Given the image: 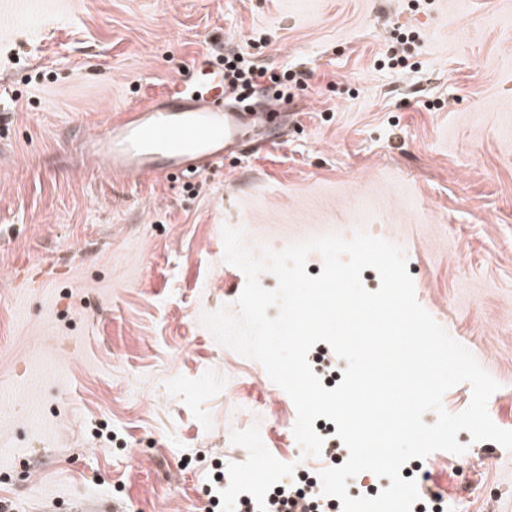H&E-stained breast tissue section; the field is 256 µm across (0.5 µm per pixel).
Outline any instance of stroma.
<instances>
[{"label":"stroma","mask_w":512,"mask_h":512,"mask_svg":"<svg viewBox=\"0 0 512 512\" xmlns=\"http://www.w3.org/2000/svg\"><path fill=\"white\" fill-rule=\"evenodd\" d=\"M0 11V499L12 512H223L322 462L257 361L203 314L253 253L358 224L401 247L418 302L499 384L512 430V0H66ZM412 35L405 68L381 60ZM240 46L298 76L269 150L183 181L112 182L79 129ZM414 459L446 512H512V451Z\"/></svg>","instance_id":"obj_1"}]
</instances>
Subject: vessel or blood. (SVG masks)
Listing matches in <instances>:
<instances>
[{
	"instance_id": "vessel-or-blood-1",
	"label": "vessel or blood",
	"mask_w": 512,
	"mask_h": 512,
	"mask_svg": "<svg viewBox=\"0 0 512 512\" xmlns=\"http://www.w3.org/2000/svg\"><path fill=\"white\" fill-rule=\"evenodd\" d=\"M282 120L278 112L227 103L223 72L205 64L196 67L192 84L172 82L161 95L82 136L78 150L86 168L106 165L113 181H165L203 174L243 144L272 141Z\"/></svg>"
}]
</instances>
